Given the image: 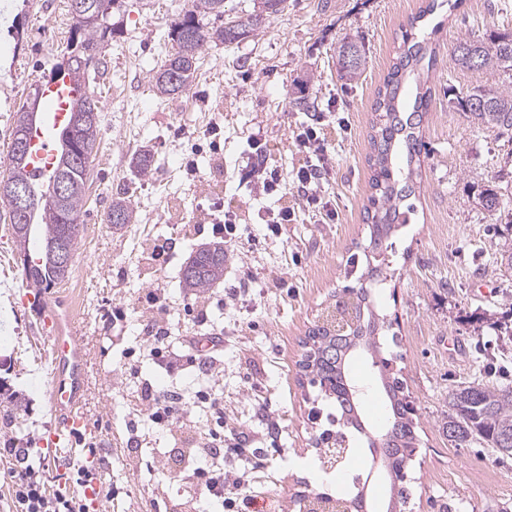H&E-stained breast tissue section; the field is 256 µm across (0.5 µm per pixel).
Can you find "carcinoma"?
Segmentation results:
<instances>
[{"mask_svg":"<svg viewBox=\"0 0 512 512\" xmlns=\"http://www.w3.org/2000/svg\"><path fill=\"white\" fill-rule=\"evenodd\" d=\"M287 7V0H265V16L253 19L249 12L232 18L236 26L204 28L207 15H224V0H189L187 8L171 23L168 39L171 50L150 75L151 85L163 96L182 95L190 88L198 69L200 53L205 44H233L255 35L273 17ZM112 14L99 22L86 23L70 31L67 47L75 48L89 66L80 69L73 81L84 92L69 100L67 113H83L86 103L99 104L90 84L92 75L100 73L102 61L98 49L106 36L115 32ZM342 77L352 84L362 75L366 57L352 39L343 38L337 48ZM455 64L463 71H485L495 77L494 85L462 88L456 94V104L473 125L496 133L512 142V32L475 38L459 36L452 48ZM436 63V50L425 38L403 35V46L393 59L390 69L378 88L372 109L375 119L370 135L368 163L372 172L366 206V241L371 246L363 250L365 266L354 286L342 289L356 296L362 310L356 329L346 336H335L317 326L306 336L301 361L304 376L318 385L324 399L336 407L337 424L360 434L365 433L360 403L351 399L346 387V363L356 349L380 351L379 336L385 327L384 318L371 305L370 293L364 282L384 275L388 241L415 212L411 198L415 196L414 177L421 166L424 143L419 136L425 112L429 110L431 88L424 76ZM100 118L76 125L72 137V152L83 159L74 165L70 158L56 155L54 169L67 176L72 190L61 201L51 199L45 190L38 191L36 222L25 229L15 222L13 209H8L16 250L20 255V272L31 288L46 290L64 281L72 265L58 264L54 253L62 243L69 258H74L79 234L81 209L90 166L97 153ZM154 156L148 150L132 158V166L141 178L150 176ZM512 196V187L485 188L479 193V204L495 215L506 210L505 199ZM133 211L126 197L112 199L108 223L123 227L131 223ZM224 244L200 246L183 263L180 273L182 287L202 298L224 280ZM393 358H380L383 389L390 409L386 432L368 439V445L394 474L402 476L394 494L402 505L407 503L410 488L405 476L412 465L418 442V417L414 406L407 402L403 381L391 371ZM448 420L442 422L448 431V442L455 448H469L474 442L489 448H500L503 438H512V387L470 382L458 385L448 395Z\"/></svg>","mask_w":512,"mask_h":512,"instance_id":"1","label":"carcinoma"}]
</instances>
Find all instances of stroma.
<instances>
[{"label":"stroma","instance_id":"35a3bbf8","mask_svg":"<svg viewBox=\"0 0 512 512\" xmlns=\"http://www.w3.org/2000/svg\"><path fill=\"white\" fill-rule=\"evenodd\" d=\"M425 0H288L257 35L204 50L186 94L154 90L149 73L164 57L171 22L185 0H123L116 31L102 48L99 149L91 165L71 273L44 297L69 317L87 361L80 398L86 429L72 442L75 467L100 475L89 512H181L187 496L177 466L154 465L158 449L181 453L184 441L157 429L132 396L167 381L193 386L196 369L168 374L144 351L143 328L154 319L172 341L200 333L179 281L193 249L212 243L217 206L233 211L241 236L225 244L224 279L212 295L210 327L222 332L221 369L206 382L224 400V473L252 481L258 512H298L301 493L353 495L372 486L373 512H385L383 480L371 471L361 435H346L338 468L322 466L316 442L331 408L304 377L303 341L332 294L355 285L351 262L365 235L371 193L369 136L376 93ZM72 23L69 0H0V170L9 162L14 113L44 86ZM512 30V0H464L439 7L421 29L438 64L431 72L430 110L421 125L428 154L421 160L410 224L393 239L392 278L374 285L391 333L385 354L396 368L419 417L418 453L409 470L411 499L404 512H512V456L491 448L452 447L442 430L448 394L474 379L512 385V269L499 265L512 247V224L487 214L477 193L490 184L507 152L494 135L450 109L454 88L491 85L488 74L455 68L452 46L461 32L487 36ZM350 36L363 45L366 69L357 83L340 80L336 43ZM307 96L315 113L290 106ZM320 118L332 160L321 190L335 212L324 219L296 190L266 194L261 181L241 182L252 138H260L268 167L289 172L305 162L295 143L298 127ZM220 125L218 149L208 132ZM150 150L154 171L134 175L131 157ZM124 193L132 224L107 222L113 197ZM295 212L281 237L265 236L278 207ZM167 242L165 263L144 266V243ZM9 225L0 221V398L20 401L18 423L0 426V471L16 467L10 449L45 481L48 495L79 494L59 486L41 440L55 422L50 402L53 356L36 310L39 297L23 282ZM241 286L236 296L228 288ZM127 318L113 321L112 310ZM363 391V411L374 430L386 422L379 372L369 355L349 366Z\"/></svg>","mask_w":512,"mask_h":512}]
</instances>
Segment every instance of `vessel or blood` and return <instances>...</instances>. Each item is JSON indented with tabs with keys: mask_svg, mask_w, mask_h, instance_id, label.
Returning <instances> with one entry per match:
<instances>
[{
	"mask_svg": "<svg viewBox=\"0 0 512 512\" xmlns=\"http://www.w3.org/2000/svg\"><path fill=\"white\" fill-rule=\"evenodd\" d=\"M74 94L72 83L67 81L55 83L43 92L49 124L33 137V152L30 157V165L38 173L45 174L50 169L52 159L49 152L54 139L53 128L62 121L68 101ZM75 346V338L60 335L54 338L50 399L58 416V423L49 435V444L56 449L70 444L82 425V420L75 414L74 408L85 388L86 365L77 355Z\"/></svg>",
	"mask_w": 512,
	"mask_h": 512,
	"instance_id": "1",
	"label": "vessel or blood"
}]
</instances>
